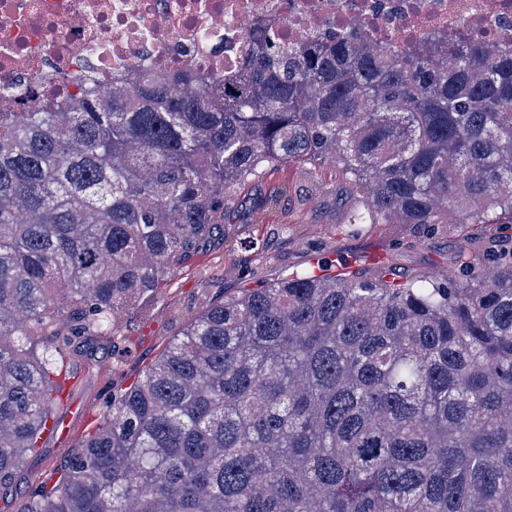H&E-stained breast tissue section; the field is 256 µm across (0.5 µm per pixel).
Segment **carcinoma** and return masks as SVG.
<instances>
[{
  "mask_svg": "<svg viewBox=\"0 0 512 512\" xmlns=\"http://www.w3.org/2000/svg\"><path fill=\"white\" fill-rule=\"evenodd\" d=\"M330 160L351 224L512 225V43L405 53L258 29L0 112V498L74 348L216 236L267 169ZM296 272L198 312L18 512H512V245L405 283Z\"/></svg>",
  "mask_w": 512,
  "mask_h": 512,
  "instance_id": "obj_1",
  "label": "carcinoma"
}]
</instances>
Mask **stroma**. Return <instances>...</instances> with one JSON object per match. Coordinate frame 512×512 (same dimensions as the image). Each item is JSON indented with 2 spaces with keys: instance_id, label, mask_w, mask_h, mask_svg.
<instances>
[{
  "instance_id": "obj_1",
  "label": "stroma",
  "mask_w": 512,
  "mask_h": 512,
  "mask_svg": "<svg viewBox=\"0 0 512 512\" xmlns=\"http://www.w3.org/2000/svg\"><path fill=\"white\" fill-rule=\"evenodd\" d=\"M286 189L278 210L258 221L248 216L254 201ZM343 184L332 164L309 176L306 164L279 166L242 187L224 232L170 275L158 292L126 307L114 335L78 353L100 368L81 370L61 412L66 441L43 438L17 479V491L0 500V512H17L27 493L50 472L62 471L82 437L91 432L116 381L133 382L207 304L249 288H261L320 262H345L357 275L374 279L382 267L403 278L447 271L452 258L505 236L499 224H443L430 230L416 224H350ZM254 237L262 246L243 247Z\"/></svg>"
}]
</instances>
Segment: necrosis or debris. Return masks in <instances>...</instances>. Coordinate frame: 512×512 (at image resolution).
Returning <instances> with one entry per match:
<instances>
[{"mask_svg":"<svg viewBox=\"0 0 512 512\" xmlns=\"http://www.w3.org/2000/svg\"><path fill=\"white\" fill-rule=\"evenodd\" d=\"M298 43L348 29L414 51L423 38L454 44L465 34L512 42V0H0V84L25 93L0 99L23 112L70 94L88 76L105 81L133 67L170 70L191 62L235 75L258 26ZM210 28L201 46L195 34Z\"/></svg>","mask_w":512,"mask_h":512,"instance_id":"necrosis-or-debris-1","label":"necrosis or debris"}]
</instances>
